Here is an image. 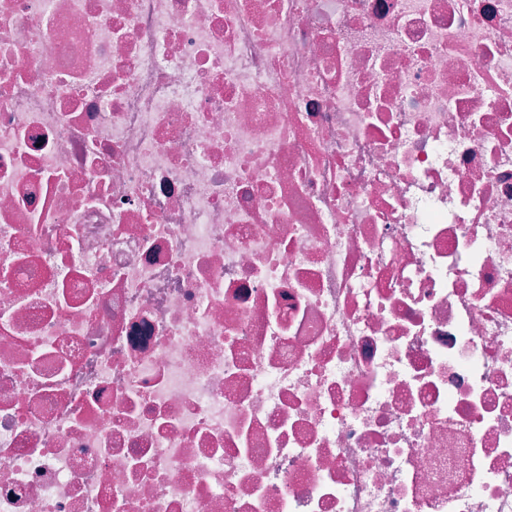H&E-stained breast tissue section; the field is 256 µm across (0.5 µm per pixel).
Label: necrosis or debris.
I'll return each instance as SVG.
<instances>
[{
	"label": "necrosis or debris",
	"mask_w": 512,
	"mask_h": 512,
	"mask_svg": "<svg viewBox=\"0 0 512 512\" xmlns=\"http://www.w3.org/2000/svg\"><path fill=\"white\" fill-rule=\"evenodd\" d=\"M0 512H512V0H0Z\"/></svg>",
	"instance_id": "necrosis-or-debris-1"
}]
</instances>
